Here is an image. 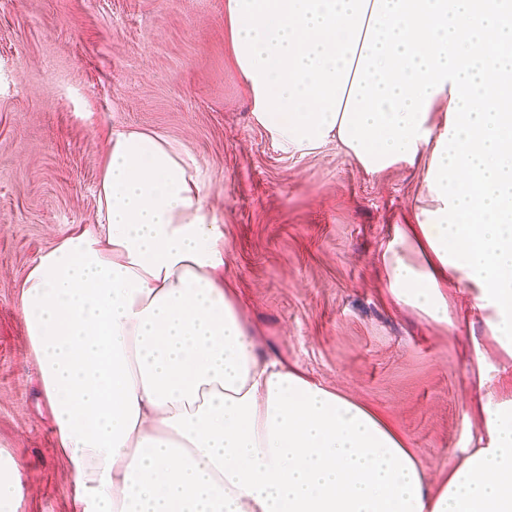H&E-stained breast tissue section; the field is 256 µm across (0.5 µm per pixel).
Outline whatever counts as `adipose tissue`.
<instances>
[{
    "mask_svg": "<svg viewBox=\"0 0 512 512\" xmlns=\"http://www.w3.org/2000/svg\"><path fill=\"white\" fill-rule=\"evenodd\" d=\"M227 20L281 151L425 161L435 207L390 244L386 284L444 324L442 286L465 281L512 352V0H227ZM206 198L180 144L114 130L96 222L22 284L80 512H512V403L483 404L488 444L430 490L385 420L257 351Z\"/></svg>",
    "mask_w": 512,
    "mask_h": 512,
    "instance_id": "obj_1",
    "label": "adipose tissue"
}]
</instances>
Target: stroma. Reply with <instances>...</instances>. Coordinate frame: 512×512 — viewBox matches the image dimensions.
I'll return each instance as SVG.
<instances>
[{"mask_svg": "<svg viewBox=\"0 0 512 512\" xmlns=\"http://www.w3.org/2000/svg\"><path fill=\"white\" fill-rule=\"evenodd\" d=\"M226 0H0V451L21 464L17 512H76L20 309L34 261L94 223L117 128L181 144L224 227L219 275L259 352L385 418L430 486L512 400V355L464 284L449 323L397 303L386 251L430 207L420 164L364 172L336 141L279 150L253 119Z\"/></svg>", "mask_w": 512, "mask_h": 512, "instance_id": "1", "label": "stroma"}]
</instances>
